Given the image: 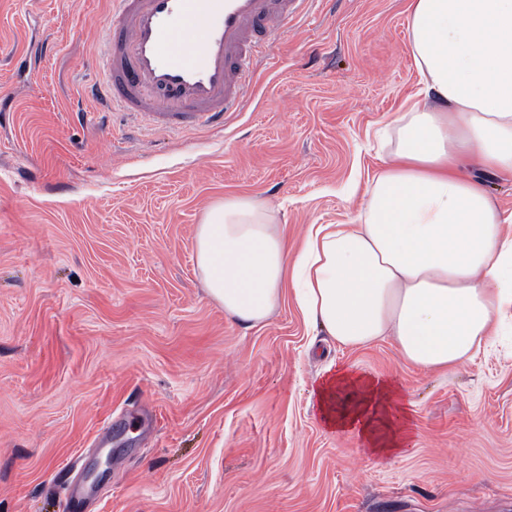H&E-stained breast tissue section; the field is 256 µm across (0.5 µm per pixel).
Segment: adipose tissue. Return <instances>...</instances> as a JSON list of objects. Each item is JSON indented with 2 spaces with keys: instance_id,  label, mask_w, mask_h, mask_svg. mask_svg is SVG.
Instances as JSON below:
<instances>
[{
  "instance_id": "obj_1",
  "label": "adipose tissue",
  "mask_w": 512,
  "mask_h": 512,
  "mask_svg": "<svg viewBox=\"0 0 512 512\" xmlns=\"http://www.w3.org/2000/svg\"><path fill=\"white\" fill-rule=\"evenodd\" d=\"M423 101L387 125L383 168L356 223L310 225L289 256L272 209L214 203L196 227L195 263L228 318L256 326L292 288L306 321L345 347L388 337L426 371L473 359L512 317V214L467 173L512 175V0H409ZM324 427L377 457L409 452L403 388L349 368L313 380Z\"/></svg>"
}]
</instances>
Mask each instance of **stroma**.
Instances as JSON below:
<instances>
[{"label": "stroma", "mask_w": 512, "mask_h": 512, "mask_svg": "<svg viewBox=\"0 0 512 512\" xmlns=\"http://www.w3.org/2000/svg\"><path fill=\"white\" fill-rule=\"evenodd\" d=\"M110 8L0 0V512H65L83 484L85 512H512V344L427 372L337 344L290 293L249 328L195 265L227 196L269 203L292 252L356 223L374 133L419 88L407 0H314L242 111L179 133L84 96ZM331 365L401 383L409 454L322 427Z\"/></svg>", "instance_id": "35a3bbf8"}]
</instances>
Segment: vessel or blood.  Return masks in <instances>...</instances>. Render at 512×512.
<instances>
[{"instance_id":"vessel-or-blood-1","label":"vessel or blood","mask_w":512,"mask_h":512,"mask_svg":"<svg viewBox=\"0 0 512 512\" xmlns=\"http://www.w3.org/2000/svg\"><path fill=\"white\" fill-rule=\"evenodd\" d=\"M304 0H111L104 105L169 131L223 125Z\"/></svg>"}]
</instances>
